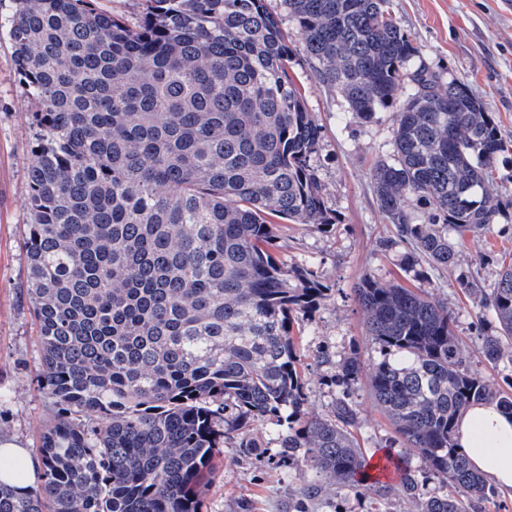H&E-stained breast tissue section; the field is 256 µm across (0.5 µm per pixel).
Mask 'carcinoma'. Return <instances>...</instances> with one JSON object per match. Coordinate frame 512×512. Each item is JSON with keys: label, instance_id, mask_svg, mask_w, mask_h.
<instances>
[{"label": "carcinoma", "instance_id": "1", "mask_svg": "<svg viewBox=\"0 0 512 512\" xmlns=\"http://www.w3.org/2000/svg\"><path fill=\"white\" fill-rule=\"evenodd\" d=\"M8 37L35 110L24 224L40 351L57 406L40 437L42 483L0 486V512H199L224 439L267 417L305 497L322 482L389 491L353 435L349 395L308 415L294 327L325 295L277 254L270 218L334 224L316 166L322 126L288 75L295 49L267 0H145L130 25L95 0H13ZM319 80L356 118L395 109L393 150L371 178L403 271L457 264L467 235L509 206L489 192L509 151L465 84L417 65L389 0H281ZM422 209L417 215L410 203ZM460 287L495 319L481 357L512 342V263L497 286ZM381 359L369 393L402 450L384 458L417 512H485L497 490L457 447L469 406L512 412L463 359L454 312L422 287L355 288ZM360 362L338 366L352 389ZM418 452L455 494L422 492Z\"/></svg>", "mask_w": 512, "mask_h": 512}]
</instances>
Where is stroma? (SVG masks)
<instances>
[{"mask_svg":"<svg viewBox=\"0 0 512 512\" xmlns=\"http://www.w3.org/2000/svg\"><path fill=\"white\" fill-rule=\"evenodd\" d=\"M389 7L417 47L419 64L441 83H464L493 113L504 141L512 144V0H390ZM289 74L303 87L307 107L323 128L317 164L324 197L336 216L329 226L283 219L276 225L279 255L289 268H310L327 286L300 324L305 409L312 416L330 414L341 393L335 384L336 366L358 355L361 371L351 395L359 410L355 435L364 452L377 457L396 435L368 395V376L380 354L366 336L355 288L366 273L386 285L405 279L400 253L380 246L391 236L392 226L378 207L370 179L376 162L392 151L394 111L384 109L370 123L358 120L340 93L315 76L303 54H296ZM30 109L7 31L0 28V390L12 397L11 404L0 407V439L33 452L56 410L35 380L40 355L22 288L27 275L23 224L33 139ZM491 192L509 203L492 232L467 236L457 267L432 272L424 286L433 299L452 307L467 364L507 390L512 388L507 359L493 367L480 358L482 337L492 332L494 323L491 317H479L457 278L468 273L479 287L490 289L501 265L512 262V151L499 158ZM245 435L259 441L258 451L249 454L236 439L225 440L201 484L202 512H290L302 485L293 476V465L279 454L276 425L260 418ZM308 512H414V505L394 489L374 500L327 480Z\"/></svg>","mask_w":512,"mask_h":512,"instance_id":"stroma-1","label":"stroma"}]
</instances>
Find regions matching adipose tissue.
I'll list each match as a JSON object with an SVG mask.
<instances>
[{
	"mask_svg": "<svg viewBox=\"0 0 512 512\" xmlns=\"http://www.w3.org/2000/svg\"><path fill=\"white\" fill-rule=\"evenodd\" d=\"M456 441L470 465L512 497V414L488 404L470 406L457 422ZM42 468L41 459L27 449L0 442V485L27 491Z\"/></svg>",
	"mask_w": 512,
	"mask_h": 512,
	"instance_id": "ef3b65f1",
	"label": "adipose tissue"
}]
</instances>
